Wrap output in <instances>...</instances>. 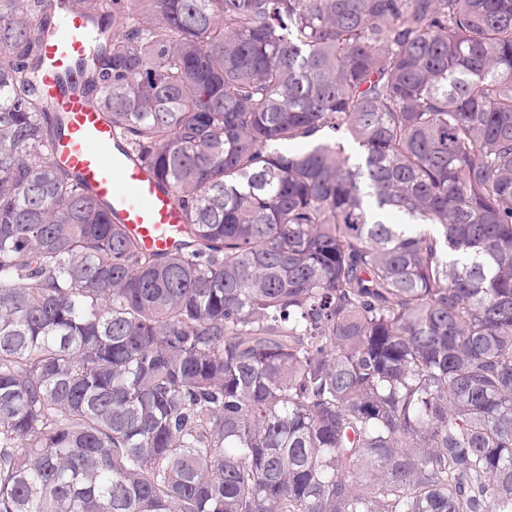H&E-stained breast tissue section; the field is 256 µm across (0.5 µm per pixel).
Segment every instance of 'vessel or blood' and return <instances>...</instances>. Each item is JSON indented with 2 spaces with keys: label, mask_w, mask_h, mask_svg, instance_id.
Returning a JSON list of instances; mask_svg holds the SVG:
<instances>
[{
  "label": "vessel or blood",
  "mask_w": 512,
  "mask_h": 512,
  "mask_svg": "<svg viewBox=\"0 0 512 512\" xmlns=\"http://www.w3.org/2000/svg\"><path fill=\"white\" fill-rule=\"evenodd\" d=\"M46 37L39 86L66 122L50 147L52 162L78 173L143 247L172 248L183 237V219L170 190L117 146L110 122L77 90L81 67L98 48L92 24L68 13Z\"/></svg>",
  "instance_id": "obj_1"
}]
</instances>
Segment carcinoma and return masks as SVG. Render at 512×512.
<instances>
[{"label":"carcinoma","mask_w":512,"mask_h":512,"mask_svg":"<svg viewBox=\"0 0 512 512\" xmlns=\"http://www.w3.org/2000/svg\"><path fill=\"white\" fill-rule=\"evenodd\" d=\"M66 10L175 251L48 156ZM0 512H512V0H0Z\"/></svg>","instance_id":"cac0c4a2"}]
</instances>
